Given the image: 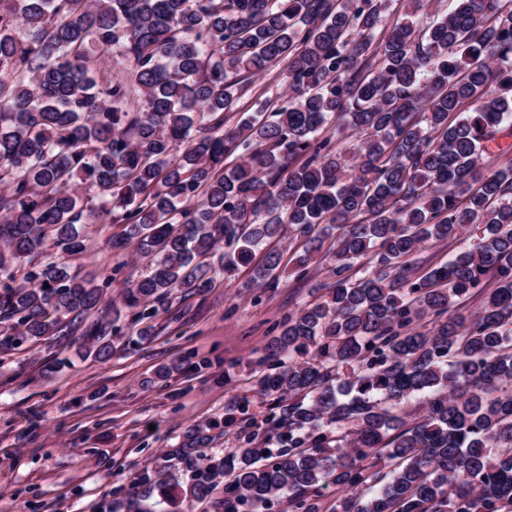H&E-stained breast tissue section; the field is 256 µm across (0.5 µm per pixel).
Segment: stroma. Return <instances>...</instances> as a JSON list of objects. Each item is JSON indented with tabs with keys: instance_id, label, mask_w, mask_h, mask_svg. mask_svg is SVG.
I'll list each match as a JSON object with an SVG mask.
<instances>
[{
	"instance_id": "stroma-1",
	"label": "stroma",
	"mask_w": 512,
	"mask_h": 512,
	"mask_svg": "<svg viewBox=\"0 0 512 512\" xmlns=\"http://www.w3.org/2000/svg\"><path fill=\"white\" fill-rule=\"evenodd\" d=\"M120 230L90 228L86 251L73 260L77 272L114 273L107 297L116 304L142 265L133 249L103 247ZM250 274L243 267L203 295L158 304L146 340L123 312L108 360L83 357L75 339L0 353V512H129L144 469L157 475L155 512H224L223 487L197 498L169 451L198 424L214 436L208 458L237 447L225 405L246 399L256 418L266 416L273 399L256 386L262 348L277 322L314 301L315 284L333 282L324 267L310 280L286 272L273 288L251 286ZM48 364L59 367L49 377ZM166 366L170 374L159 377Z\"/></svg>"
}]
</instances>
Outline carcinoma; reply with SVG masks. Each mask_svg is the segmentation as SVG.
I'll return each instance as SVG.
<instances>
[{
  "mask_svg": "<svg viewBox=\"0 0 512 512\" xmlns=\"http://www.w3.org/2000/svg\"><path fill=\"white\" fill-rule=\"evenodd\" d=\"M393 2L0 0V350L74 335L112 357L114 277L69 263L91 224L146 258L123 281L143 339L215 265L276 282L272 240L299 279L335 277L265 347L269 416L227 407L224 512H512V163L482 162L512 126V0L424 26ZM113 50L129 75L103 74ZM279 65L286 88L242 111ZM209 440L189 429L181 456ZM467 245L468 241L463 240V238L433 241L426 244L417 256L421 269L420 273L448 262L449 259L465 250Z\"/></svg>",
  "mask_w": 512,
  "mask_h": 512,
  "instance_id": "carcinoma-1",
  "label": "carcinoma"
}]
</instances>
